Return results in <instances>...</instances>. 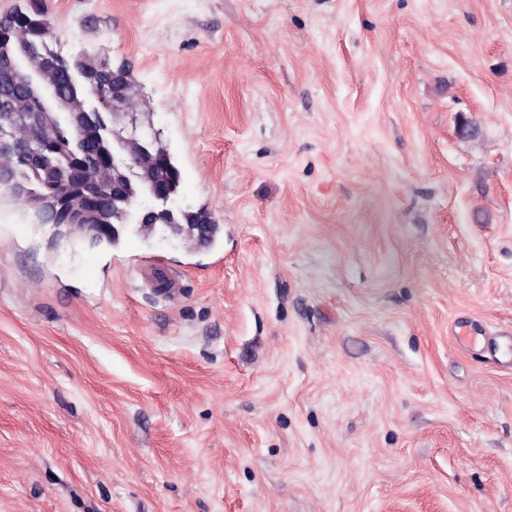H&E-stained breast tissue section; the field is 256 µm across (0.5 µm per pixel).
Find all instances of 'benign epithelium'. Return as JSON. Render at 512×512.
<instances>
[{
	"mask_svg": "<svg viewBox=\"0 0 512 512\" xmlns=\"http://www.w3.org/2000/svg\"><path fill=\"white\" fill-rule=\"evenodd\" d=\"M11 25L14 34L10 39L15 49L0 55V116L13 118L18 128L10 137L0 139V198L25 206L35 224L80 229L91 212L122 195L120 185L111 178L116 153L99 151L98 142L84 136L82 128L93 123V117L101 111L134 107V85L121 71L113 70L105 58L95 64L69 61L62 67L59 58L32 52V21L16 18ZM75 83L83 86L81 96L60 95L62 87ZM104 89L109 90L105 96ZM47 112L63 113L75 136H52L45 122ZM46 150L66 157L69 164L65 178L59 182L62 190L40 194L17 180L6 160L17 158L39 167ZM155 162L157 175L144 193L164 203L175 189L173 169L167 154L157 155Z\"/></svg>",
	"mask_w": 512,
	"mask_h": 512,
	"instance_id": "benign-epithelium-1",
	"label": "benign epithelium"
}]
</instances>
